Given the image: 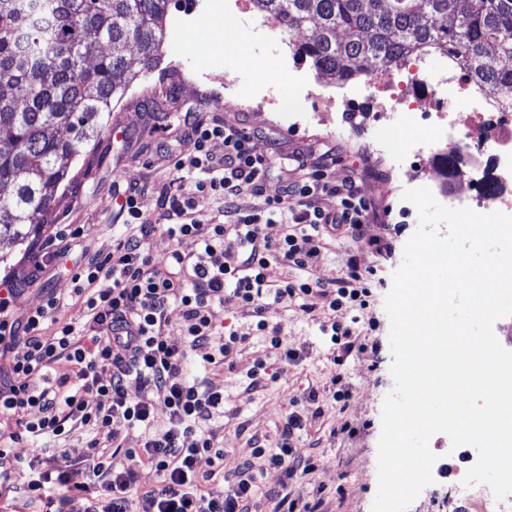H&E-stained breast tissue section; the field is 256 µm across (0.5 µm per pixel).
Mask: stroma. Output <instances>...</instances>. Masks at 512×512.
Wrapping results in <instances>:
<instances>
[{
  "label": "stroma",
  "instance_id": "obj_1",
  "mask_svg": "<svg viewBox=\"0 0 512 512\" xmlns=\"http://www.w3.org/2000/svg\"><path fill=\"white\" fill-rule=\"evenodd\" d=\"M192 9V0H181L172 7L160 63L132 86L121 103L113 105L108 124L118 128V135L102 133L82 148L74 162L76 179L60 198L53 223L45 225L41 234L54 235L62 224H82L88 244L109 249L124 231L113 189L115 184L130 181L145 185L141 210L150 221H159L158 192L172 182L175 173L160 147L162 135L154 126L162 120L172 131H179L187 112L204 119L218 114L228 122L257 130L254 149L260 154L300 152L315 158L333 151L336 162L327 167L328 178L360 184L373 208L366 234L390 240L392 248L379 254L365 241L337 238L315 275L328 280L358 265L370 274L365 306L332 310L319 305L307 313L295 302L272 305L270 319L280 324L285 345L300 354L299 360L288 366L269 353L253 317L242 310L224 312L226 328L241 337V344L221 365L204 363L202 351L191 352L188 372L191 378L224 389V413L210 426L224 450L225 486L236 482V467L252 457L255 441L269 448L276 446L283 417L295 411L302 417L303 428L293 451L311 460L316 470L312 481L294 485V495L305 501L323 497L328 512H371L378 489L381 408L393 387L390 322L384 300L392 275L402 264L404 246L419 226L415 205L402 195L404 190L416 188L421 176L390 171L373 151V93L355 97L344 112L311 108L304 112H248L244 100H225L224 73L215 64L228 51L233 54V66L254 74L264 87L288 90L287 81L273 76L280 35L274 29L253 30L245 22L225 28L224 0H210V12L201 19L209 27L210 45L201 52L193 45L195 28L181 24ZM194 69L211 72V79L199 85L179 79V72ZM335 322L351 327L360 343L376 345V353H354L343 366H336L334 358L340 350L332 340ZM260 361L277 378L267 387L253 390L249 375ZM339 370L344 373L348 397L337 402L332 398L331 380ZM312 391L318 396L313 403L307 399ZM407 512H512V495L499 501L487 488L482 499L467 498L449 490L447 479L439 477L421 491Z\"/></svg>",
  "mask_w": 512,
  "mask_h": 512
}]
</instances>
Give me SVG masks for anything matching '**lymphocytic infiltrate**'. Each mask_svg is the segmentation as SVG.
Here are the masks:
<instances>
[{"label": "lymphocytic infiltrate", "instance_id": "obj_1", "mask_svg": "<svg viewBox=\"0 0 512 512\" xmlns=\"http://www.w3.org/2000/svg\"><path fill=\"white\" fill-rule=\"evenodd\" d=\"M184 130L191 152L176 145L166 150L181 177L157 199L163 224L144 217L139 189L127 185L116 191L125 234L109 251L82 250L80 262L68 271L74 285L70 297L51 292L20 313L15 286L0 283V500L13 512H62L76 493L87 499V512H251L256 472L267 466L281 470L285 489L273 512H324L322 501L286 493L314 472L312 463L293 454L302 428L294 412L283 418L276 447H256L232 488L224 487L218 470L199 471L202 456L224 457L207 428L224 408V391L190 380L188 353L203 347L208 363L228 359L241 339L225 331L215 310L243 309L255 318L271 352L283 364L295 363L299 353L284 346L280 325L268 316L270 302L314 298L332 309L360 302L366 287L357 271L330 280L312 272L329 241L339 236L367 240L378 253L387 244L366 238L370 206L356 182L325 179L322 171L309 170L307 156L299 153L293 167L302 178L283 183L280 193L270 196L265 182L275 161L253 151V133L219 117L204 121L191 114ZM217 140L224 143L219 158L210 151ZM245 193L258 198V206L233 208V199ZM324 196L335 198L334 210L319 206ZM208 199L223 202L224 220L196 224L192 212ZM275 223L282 233L272 238L265 229ZM158 232L173 243L160 262L146 249ZM84 237V226L61 225L42 243L31 279L39 280ZM186 238L196 240L195 253L179 249ZM273 261L298 270L299 278L268 288L266 269ZM71 302L79 306V316L60 320L59 312ZM174 318L183 323L184 342H171L161 332ZM49 325L54 332L48 337ZM61 360L69 363V376L50 378L49 368ZM131 378L163 402L164 426L155 423L153 400L129 394ZM134 426L143 429L142 447L122 448L123 431ZM79 428L89 437L88 454L77 466L66 460L58 442ZM26 441L40 444L29 457L16 451ZM144 464L159 475L148 488L136 479ZM19 468L26 469L27 479L18 487L13 474Z\"/></svg>", "mask_w": 512, "mask_h": 512}]
</instances>
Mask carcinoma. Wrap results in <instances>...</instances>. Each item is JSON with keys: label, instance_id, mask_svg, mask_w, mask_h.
I'll return each mask as SVG.
<instances>
[{"label": "carcinoma", "instance_id": "obj_1", "mask_svg": "<svg viewBox=\"0 0 512 512\" xmlns=\"http://www.w3.org/2000/svg\"><path fill=\"white\" fill-rule=\"evenodd\" d=\"M171 0H0V239L52 222L83 146L160 59ZM321 77L416 53L455 59L512 94V0H251Z\"/></svg>", "mask_w": 512, "mask_h": 512}]
</instances>
